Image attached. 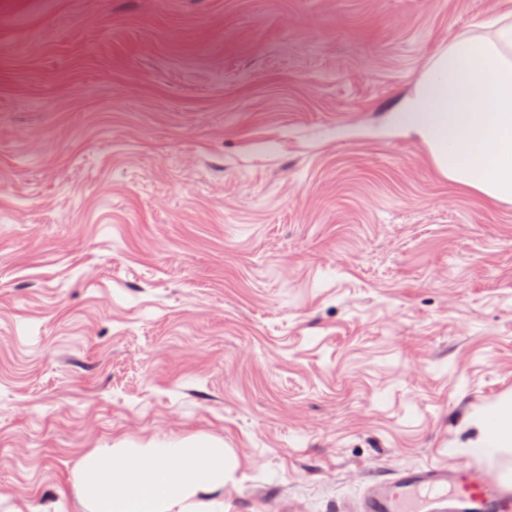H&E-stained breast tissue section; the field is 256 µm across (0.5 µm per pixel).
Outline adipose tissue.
I'll return each mask as SVG.
<instances>
[{
	"label": "adipose tissue",
	"instance_id": "1",
	"mask_svg": "<svg viewBox=\"0 0 512 512\" xmlns=\"http://www.w3.org/2000/svg\"><path fill=\"white\" fill-rule=\"evenodd\" d=\"M486 26L491 38L461 36L432 58L397 126L428 145L451 183L512 203V17ZM494 419L495 430L478 425L470 445L511 456L512 403ZM231 477L224 447L213 441L92 448L75 473L90 512H194Z\"/></svg>",
	"mask_w": 512,
	"mask_h": 512
}]
</instances>
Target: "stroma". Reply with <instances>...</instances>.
Returning a JSON list of instances; mask_svg holds the SVG:
<instances>
[{"mask_svg": "<svg viewBox=\"0 0 512 512\" xmlns=\"http://www.w3.org/2000/svg\"><path fill=\"white\" fill-rule=\"evenodd\" d=\"M512 0L0 8V512L209 440L224 512H336L512 399V204L393 125Z\"/></svg>", "mask_w": 512, "mask_h": 512, "instance_id": "35a3bbf8", "label": "stroma"}]
</instances>
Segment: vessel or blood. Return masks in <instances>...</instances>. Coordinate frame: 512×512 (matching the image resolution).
<instances>
[{"mask_svg":"<svg viewBox=\"0 0 512 512\" xmlns=\"http://www.w3.org/2000/svg\"><path fill=\"white\" fill-rule=\"evenodd\" d=\"M354 512H512V485L477 483L467 466H405L364 487Z\"/></svg>","mask_w":512,"mask_h":512,"instance_id":"b4317fda","label":"vessel or blood"}]
</instances>
